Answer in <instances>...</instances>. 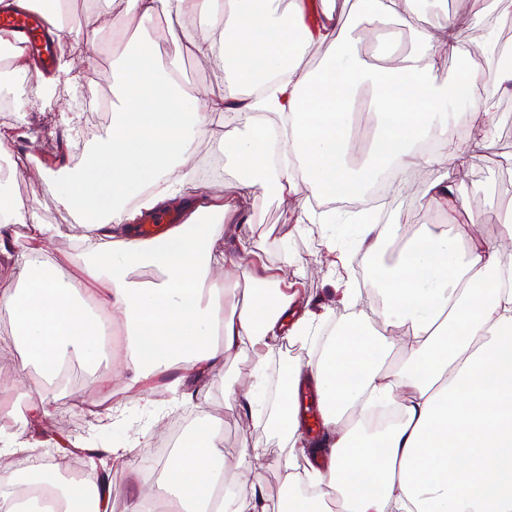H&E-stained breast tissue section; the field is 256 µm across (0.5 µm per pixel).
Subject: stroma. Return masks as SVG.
I'll list each match as a JSON object with an SVG mask.
<instances>
[{
    "label": "stroma",
    "instance_id": "obj_1",
    "mask_svg": "<svg viewBox=\"0 0 512 512\" xmlns=\"http://www.w3.org/2000/svg\"><path fill=\"white\" fill-rule=\"evenodd\" d=\"M437 10L454 17L463 36L459 52L446 55L434 73L437 82L453 80L460 61L477 65L473 51L486 37L512 43V18L497 20L492 33H484L480 24L485 15L482 0H437ZM149 35L162 50L165 61L174 63L178 78L199 90L202 99L223 97L226 68L216 58L201 61L184 45L167 35L165 18H158ZM124 50L110 28L101 34L95 63L86 60L84 46L64 42L59 55L71 68L72 81L61 84L25 114L0 112V131L14 128V161L22 171L10 178L9 187L19 204L35 211L41 223L57 224L62 235L40 241L42 252L50 257L70 255L78 266L83 257L74 248L81 232L78 224L61 208L56 199L55 184L44 175L45 169L77 170L87 160L96 140L111 126V119H92L87 106L76 103L80 87H88L91 97L114 100L118 82V65ZM497 105L506 117L499 125L487 149L471 153L463 171L456 175V195L469 207V214L459 217L468 233L497 248L502 260L512 259V244L502 235L501 215L512 207V91L499 93ZM80 112L86 131L82 147H74L71 134L62 125L64 112ZM429 172L405 183L388 197V210L400 214L406 224H435L439 215L429 205L421 188L429 182ZM323 209L320 200H311L301 210L280 201L275 192L257 191L249 199L244 230L262 246L269 264L285 265L289 277L298 280L304 298L313 307L330 312L332 322L339 323L356 315L364 319L375 316L372 305L357 301L355 306L341 305L337 290L341 282H350L358 291H365L368 257L355 256L347 267L329 269L325 262L326 241L334 239L339 249H349L354 242V227L346 221V206L336 207V222L327 231H320L318 220ZM18 350L0 354V390L10 393L14 406L12 419H0V434L8 436L22 449L39 451L45 469L57 473L59 465L71 464L73 451H95L96 461L112 481L111 512H132L144 493L146 475L141 465L158 440L176 420L192 418L194 424L212 421L224 450L225 479L234 482L238 475H249L252 464L243 458L239 448L243 439V419L248 405L255 398L251 385L252 359L231 357L224 362L222 375L206 377L179 385L177 369H162L139 385H131L135 367L126 356L123 344L117 343L104 360L100 371L84 374L78 391L69 386H48L39 372L16 376L13 366L20 358ZM235 388V398H227L228 388ZM48 401L51 414L39 423H31V404ZM267 456L260 471V480L269 494V508H276V496L284 481L281 461L288 452V442L277 429L263 428ZM129 448L126 468L112 465L113 446Z\"/></svg>",
    "mask_w": 512,
    "mask_h": 512
}]
</instances>
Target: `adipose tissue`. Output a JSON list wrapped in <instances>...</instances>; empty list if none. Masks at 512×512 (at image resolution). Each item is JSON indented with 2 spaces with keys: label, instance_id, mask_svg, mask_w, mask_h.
<instances>
[{
  "label": "adipose tissue",
  "instance_id": "adipose-tissue-1",
  "mask_svg": "<svg viewBox=\"0 0 512 512\" xmlns=\"http://www.w3.org/2000/svg\"><path fill=\"white\" fill-rule=\"evenodd\" d=\"M413 2L346 0L341 20L327 7L312 16L306 0H124L135 37L112 124L84 169L54 176L58 204L92 244L83 265L65 272L35 247L0 236V259L21 283L0 293L10 320L0 352L28 349L16 374L34 365L55 378L71 354L96 365L109 318L121 321L127 356L143 376L163 366L186 379L214 377L226 358L249 355L259 379L281 342L307 344V361L289 369L265 420L288 435L278 512H512V262L462 229L450 172L468 150L448 121L463 113L489 138L501 117L493 98L463 103L460 82H435L459 42L449 15L415 20ZM41 4L58 38L98 51L99 13L72 28L64 22L69 0ZM161 13L198 59L224 58L223 98L202 100L162 65L148 36ZM361 22L372 34L405 25L411 50L397 65L368 70L353 35ZM323 45L320 68H302L303 54ZM366 81L380 121L355 163V88ZM228 110L241 128L223 146L241 172L240 197L208 195L164 236H131L144 212L164 209L189 184L193 143ZM392 167L434 172L425 195L443 221L409 228L390 216L402 246L368 280L376 321L327 328V314L299 297L296 280L239 232L240 198L269 187L284 202L303 194L356 201ZM218 224L232 231V251L214 233ZM231 253L246 266L245 282L221 277ZM140 270L151 279H136ZM302 380L315 389L323 427L336 433L325 467L292 408ZM164 473L163 491L179 512H266L256 481L226 484L208 426L184 439Z\"/></svg>",
  "mask_w": 512,
  "mask_h": 512
}]
</instances>
